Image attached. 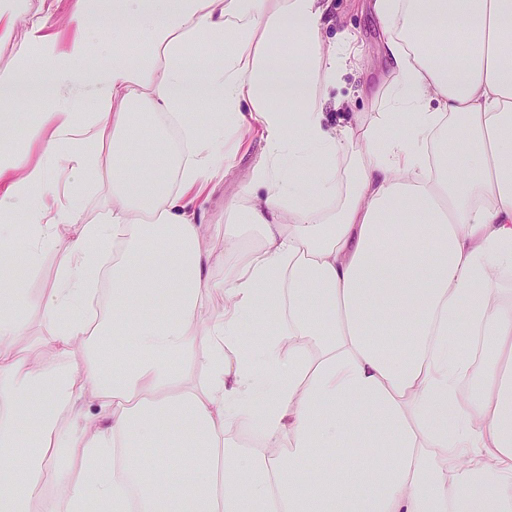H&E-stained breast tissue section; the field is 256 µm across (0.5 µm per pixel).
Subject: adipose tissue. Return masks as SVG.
<instances>
[{
  "instance_id": "1",
  "label": "adipose tissue",
  "mask_w": 512,
  "mask_h": 512,
  "mask_svg": "<svg viewBox=\"0 0 512 512\" xmlns=\"http://www.w3.org/2000/svg\"><path fill=\"white\" fill-rule=\"evenodd\" d=\"M97 2L114 31L142 30L148 56L116 48L91 67L78 36L0 71V131L21 122L8 91L41 90L47 77L59 99L28 128L44 146L36 163L0 150V246L26 225L35 255L62 225L78 227L55 286L14 295L0 314V456L14 463L0 512L109 499L114 512H512V296L497 286L512 269V0H374L393 91L375 121L336 128L308 101L310 80L330 91L345 65L323 40L333 0ZM434 32L443 45L423 42ZM196 42L218 63L199 66ZM142 100L185 144L145 168L128 133ZM211 102L224 115L202 135L188 107ZM291 110L302 114L293 126ZM228 122L241 139L259 131L266 149L231 205L219 280L194 204L231 164ZM66 161L80 183L111 171L98 223L50 199L49 175ZM114 238L111 326L133 340L107 369L76 349L102 333L85 315L87 284ZM216 292L224 314L199 329ZM272 298L288 305L273 333L252 325ZM32 312L49 328L47 367L16 356ZM385 336L401 337L399 353ZM480 336L499 357L474 397L460 343ZM187 360L205 369L203 385L187 379ZM90 393L92 429L75 410ZM255 429L258 447L238 444ZM359 447L377 462L360 465ZM75 448L92 478L49 497L43 472Z\"/></svg>"
}]
</instances>
